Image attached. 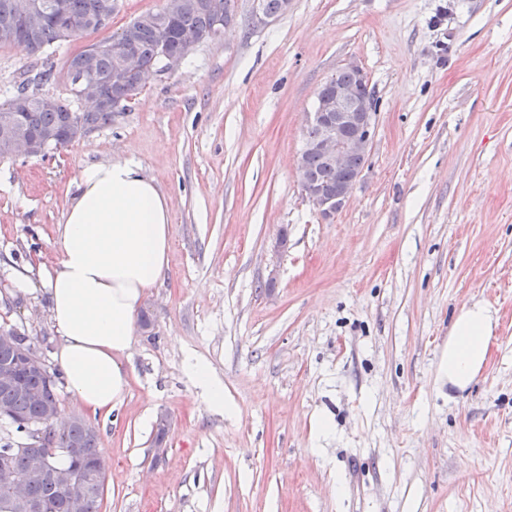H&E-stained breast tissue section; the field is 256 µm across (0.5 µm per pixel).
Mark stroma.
<instances>
[{"label":"stroma","instance_id":"stroma-1","mask_svg":"<svg viewBox=\"0 0 512 512\" xmlns=\"http://www.w3.org/2000/svg\"><path fill=\"white\" fill-rule=\"evenodd\" d=\"M234 13L110 125L0 160V327L52 371L45 281L82 171L133 161L172 205L151 324L122 359L129 391L89 415L101 512H512V0ZM348 62L369 78L375 133L325 217L296 159L319 88ZM36 63L0 46V102ZM473 298L497 325L462 392L440 366ZM191 358L223 381L224 412Z\"/></svg>","mask_w":512,"mask_h":512}]
</instances>
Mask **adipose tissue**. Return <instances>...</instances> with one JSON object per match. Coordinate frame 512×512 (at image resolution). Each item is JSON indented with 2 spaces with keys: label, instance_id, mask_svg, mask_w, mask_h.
Returning a JSON list of instances; mask_svg holds the SVG:
<instances>
[{
  "label": "adipose tissue",
  "instance_id": "adipose-tissue-1",
  "mask_svg": "<svg viewBox=\"0 0 512 512\" xmlns=\"http://www.w3.org/2000/svg\"><path fill=\"white\" fill-rule=\"evenodd\" d=\"M172 210L155 181L130 161L86 167L57 228L59 261L46 289L60 337L55 358L73 399L111 411L129 389L130 349L147 291L163 278L173 238ZM496 317L485 303L460 308L441 373L466 389L483 366Z\"/></svg>",
  "mask_w": 512,
  "mask_h": 512
}]
</instances>
